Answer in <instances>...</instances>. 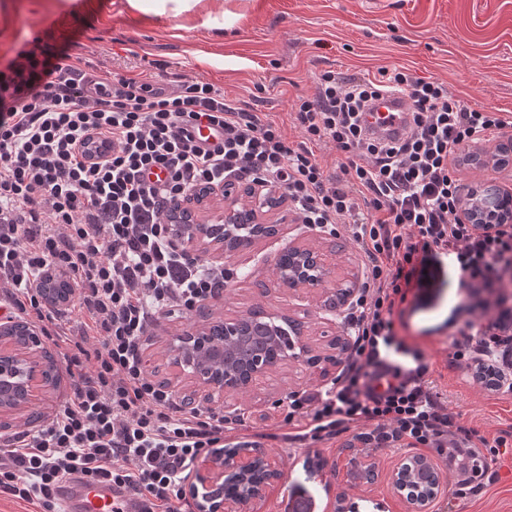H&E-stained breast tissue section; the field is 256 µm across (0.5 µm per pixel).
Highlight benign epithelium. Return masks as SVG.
Returning <instances> with one entry per match:
<instances>
[{
    "instance_id": "1",
    "label": "benign epithelium",
    "mask_w": 512,
    "mask_h": 512,
    "mask_svg": "<svg viewBox=\"0 0 512 512\" xmlns=\"http://www.w3.org/2000/svg\"><path fill=\"white\" fill-rule=\"evenodd\" d=\"M461 163L479 170L512 169V136L495 143L491 152L474 147L463 153ZM508 194L496 181L481 179L466 186L460 216L476 229L491 224H511L512 209L499 202ZM173 235L191 250L214 252L226 260L240 254L238 231L254 229L252 244L278 233L277 225L289 219L288 208L280 193L257 181L243 186L228 179L221 186L208 187L190 195L172 216ZM335 267V253L315 245L290 241L275 255L277 283L294 291H310L329 282ZM66 277L55 272L45 273L36 283L37 292L45 301L60 307L70 301V292L58 287ZM359 288L358 278L351 275L347 283H338L324 300V310L339 312L354 297ZM264 328L269 344L289 331L304 335L296 321L263 310L256 315ZM245 316L230 319L205 320L194 331L174 336L168 344L172 363L187 370V379L194 390L186 398L193 405L198 392L213 400L229 390L246 391L262 383L274 365L262 356L255 357L244 379L224 371L222 341L243 334ZM35 326L21 321L0 324V414L27 411L35 392L56 386V364L48 352L39 348ZM281 477L276 461L259 448H226L205 456L197 465L189 484L191 496L197 500L199 512H251L262 500L265 490ZM423 479L426 490L406 497L408 512H431L434 502L445 487L440 468L423 455H410L400 460L389 472L388 480L394 492L403 494L413 478ZM235 483L243 487L236 497L224 496V485Z\"/></svg>"
}]
</instances>
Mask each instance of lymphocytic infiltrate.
I'll list each match as a JSON object with an SVG mask.
<instances>
[{
    "instance_id": "obj_1",
    "label": "lymphocytic infiltrate",
    "mask_w": 512,
    "mask_h": 512,
    "mask_svg": "<svg viewBox=\"0 0 512 512\" xmlns=\"http://www.w3.org/2000/svg\"><path fill=\"white\" fill-rule=\"evenodd\" d=\"M80 63L48 34L0 61V304L8 317L39 323L77 370L48 426L7 439L0 489L52 512L62 485L78 477L110 484L114 512H189L191 464L242 419L183 408L148 373L141 342L157 316L193 312L237 275L175 247L171 212L197 187L259 178L293 203L301 223L348 237L366 258L344 316L346 364L332 386L288 394L283 440L315 444L350 431L367 445L440 454L478 444L487 459L464 465L457 493L477 491L512 439L481 435L449 413L424 352L397 335L393 314L428 256L452 255L471 299L455 358L496 371L512 350V336L496 332L512 289V225L465 223L452 165L456 148L503 129L506 118L403 67L374 80L327 72L313 96L298 98L300 139L291 143L212 84L92 76ZM392 92L406 112L401 132L384 136L367 111ZM204 127L221 129V144L202 148ZM322 143L344 154L338 171L318 160ZM50 270L74 287L78 329L59 323L32 288Z\"/></svg>"
}]
</instances>
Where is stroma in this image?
Returning a JSON list of instances; mask_svg holds the SVG:
<instances>
[{"label":"stroma","mask_w":512,"mask_h":512,"mask_svg":"<svg viewBox=\"0 0 512 512\" xmlns=\"http://www.w3.org/2000/svg\"><path fill=\"white\" fill-rule=\"evenodd\" d=\"M207 17L212 27H203ZM48 29L95 69L150 75L162 84L178 75L212 83L237 106L264 113L292 140L298 137L291 116L294 101L314 94L320 75L328 71L371 78L380 69L404 67L444 82L469 106L512 117V0H201L180 15L138 12L126 0H0V55ZM292 239L335 248L337 280L365 263L346 237L302 224L282 225L278 238L235 259L238 276L232 287L208 304L213 316L232 318L260 306L295 317L305 333L292 337L293 349L305 345L321 358L314 366L284 361L258 391L228 392L213 400L215 408L242 411L245 438L278 431L287 394L330 385L347 356L334 347L336 339L347 336L342 315L321 308L320 292L302 297L275 279L274 256ZM467 300L457 265L444 256L430 257L416 274L395 328L425 353L435 390L461 423L490 437L512 432V391L488 390L474 381L470 367L453 359L448 321ZM201 322L199 313L174 312L161 317L143 340L148 372L175 394L188 385L170 364L167 343ZM56 365V387L39 393L31 407L38 424H27L21 415L2 418L0 443L19 431L37 432L63 409L73 377L64 360ZM264 447L282 475L255 512H292L299 502L309 503L312 512H407L387 474L410 455V448L365 445L348 433L313 445L269 438ZM426 454L435 458L449 484L434 512H512V454L497 464L496 481L466 499L451 491L458 479L455 463L432 448ZM354 457L374 462L379 471L374 482L351 471Z\"/></svg>","instance_id":"obj_1"}]
</instances>
